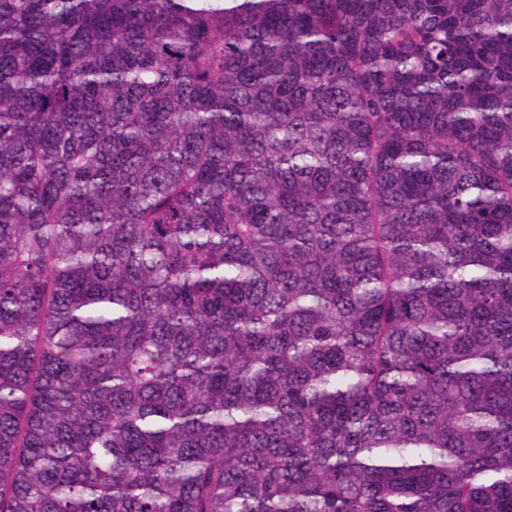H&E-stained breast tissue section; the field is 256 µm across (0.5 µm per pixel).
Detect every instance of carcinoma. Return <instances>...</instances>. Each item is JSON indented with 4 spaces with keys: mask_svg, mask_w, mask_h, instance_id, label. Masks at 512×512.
<instances>
[{
    "mask_svg": "<svg viewBox=\"0 0 512 512\" xmlns=\"http://www.w3.org/2000/svg\"><path fill=\"white\" fill-rule=\"evenodd\" d=\"M0 512H512V0H0Z\"/></svg>",
    "mask_w": 512,
    "mask_h": 512,
    "instance_id": "cac0c4a2",
    "label": "carcinoma"
}]
</instances>
